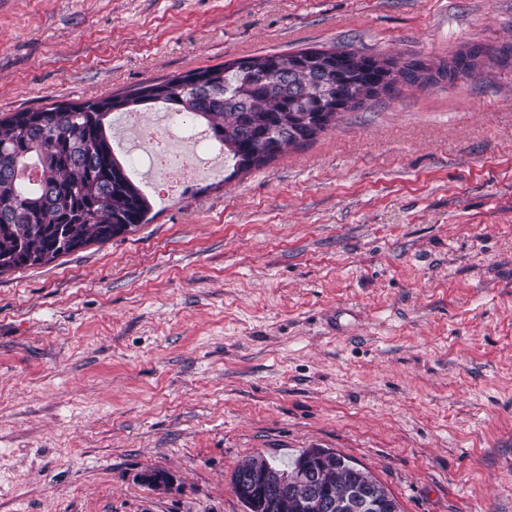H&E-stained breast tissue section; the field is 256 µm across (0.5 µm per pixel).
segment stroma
I'll return each instance as SVG.
<instances>
[{
	"label": "stroma",
	"mask_w": 512,
	"mask_h": 512,
	"mask_svg": "<svg viewBox=\"0 0 512 512\" xmlns=\"http://www.w3.org/2000/svg\"><path fill=\"white\" fill-rule=\"evenodd\" d=\"M334 46L490 58L1 273L0 512H245L234 469L307 448L512 512V0H0V118Z\"/></svg>",
	"instance_id": "obj_1"
}]
</instances>
